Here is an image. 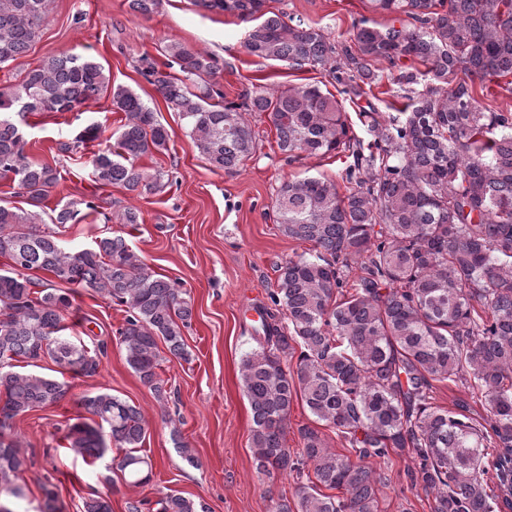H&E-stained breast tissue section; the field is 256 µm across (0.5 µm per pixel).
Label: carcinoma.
Segmentation results:
<instances>
[{
    "instance_id": "obj_1",
    "label": "carcinoma",
    "mask_w": 512,
    "mask_h": 512,
    "mask_svg": "<svg viewBox=\"0 0 512 512\" xmlns=\"http://www.w3.org/2000/svg\"><path fill=\"white\" fill-rule=\"evenodd\" d=\"M371 2L376 11L405 14L411 27L382 29L363 18L350 43L339 46L320 27L263 11L266 0H196L246 23L243 48L262 62L319 68L351 99L385 78L398 86L405 108L360 113L363 137L353 133L335 96L314 84L258 85L241 104L212 101L224 63L182 43L161 47L162 69L140 57L138 72L179 112L213 171L235 173L256 154L251 112L268 114L290 161L333 153L350 159L344 193L318 177L287 180L276 191L281 232L312 244L316 257L276 265V288L260 306L262 341L242 359L241 376L257 470L301 479L310 463L315 481L298 487L295 503L275 501L274 512H378L382 476L365 460L407 450L418 458L408 476L433 498L432 512H512V113L485 112L473 95L477 83L512 86V0ZM50 5L0 0V69L27 54ZM159 5L127 0L130 14L142 18ZM405 58L425 70L402 66ZM101 95L124 113V123L115 143L93 154L95 181L137 195L158 188L163 173L151 174L138 161L167 149L169 132L96 60L48 57L0 90V179L17 186L31 207L0 204V256L10 266L0 273V512H17L16 501L25 497L17 478L26 458L18 438L9 437L13 420L69 392L66 383L22 371L20 363L47 356L92 377L104 354L102 345L92 351L63 334L71 293L44 287L31 271L126 307L119 331L126 362L157 399L166 396L158 341L185 357L181 328L192 317L190 303L125 238L106 235L71 251L55 232L39 228V208L60 171L28 156L23 124L31 114L71 112ZM101 133V124L89 125L60 151ZM77 216L69 202L50 220L63 227ZM449 379L477 390L484 422L433 402V383ZM297 398L335 428L357 461L308 426L298 429L302 448L291 454L286 430ZM81 405L99 421L69 424L70 450L85 462L99 460L112 451L111 440L123 451L112 462L124 480L148 483L152 466L140 454L139 409L109 393L86 396ZM155 505L154 512H198L194 500L179 494ZM84 512L112 506L93 490Z\"/></svg>"
}]
</instances>
